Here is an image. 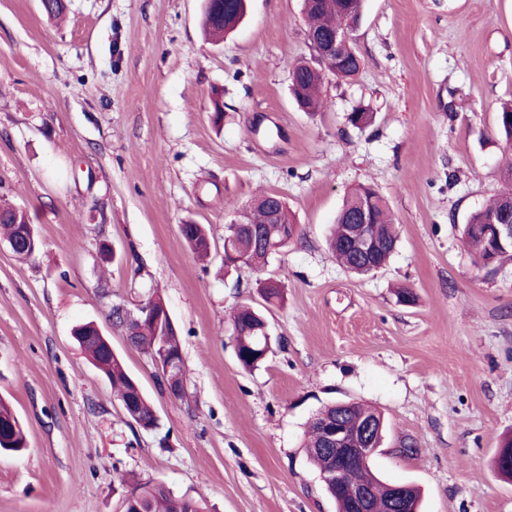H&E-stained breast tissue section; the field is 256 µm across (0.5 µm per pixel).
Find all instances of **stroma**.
Instances as JSON below:
<instances>
[{
  "mask_svg": "<svg viewBox=\"0 0 512 512\" xmlns=\"http://www.w3.org/2000/svg\"><path fill=\"white\" fill-rule=\"evenodd\" d=\"M203 0H0V203L42 240L0 243V398L28 446L0 454V512H122L125 481L164 482L202 512H336L305 433L329 404L385 422L373 467L420 488V512H512L494 469L512 438V253L483 266L462 235L504 189L512 143V0H366L358 74H328L326 108L295 104L289 66L308 57L302 0H249L220 44ZM221 107L224 122L210 114ZM374 114L352 127L357 108ZM372 186L399 227L388 264L346 271L326 240L353 188ZM301 235L262 273L225 271L224 226L264 193ZM207 225L209 261L180 225ZM113 258L103 259L102 246ZM280 339L239 364L230 312L259 303ZM416 300L403 305L397 286ZM161 296L178 328L184 398L110 316ZM95 321L153 403L128 423L72 329Z\"/></svg>",
  "mask_w": 512,
  "mask_h": 512,
  "instance_id": "35a3bbf8",
  "label": "stroma"
}]
</instances>
